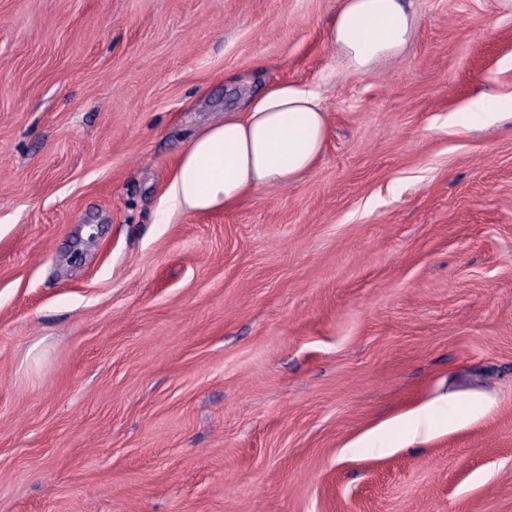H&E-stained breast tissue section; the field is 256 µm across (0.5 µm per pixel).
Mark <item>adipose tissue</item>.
Masks as SVG:
<instances>
[{
	"label": "adipose tissue",
	"mask_w": 512,
	"mask_h": 512,
	"mask_svg": "<svg viewBox=\"0 0 512 512\" xmlns=\"http://www.w3.org/2000/svg\"><path fill=\"white\" fill-rule=\"evenodd\" d=\"M418 18L409 0H336L329 43L356 74L404 53ZM328 135L322 99L311 88L276 84L244 112L197 132L179 155L160 202V223L177 215L229 209L271 184L308 172Z\"/></svg>",
	"instance_id": "1"
}]
</instances>
